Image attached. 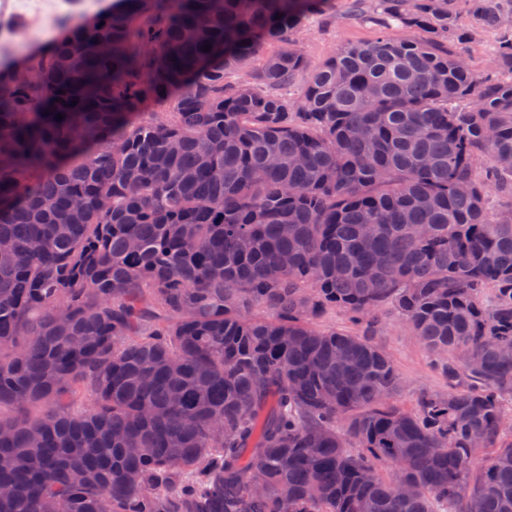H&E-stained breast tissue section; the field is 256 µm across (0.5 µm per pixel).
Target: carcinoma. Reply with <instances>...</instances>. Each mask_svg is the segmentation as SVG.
<instances>
[{
    "mask_svg": "<svg viewBox=\"0 0 512 512\" xmlns=\"http://www.w3.org/2000/svg\"><path fill=\"white\" fill-rule=\"evenodd\" d=\"M324 2L117 0L0 70V512H512V0H370L305 78ZM352 0H331L322 15L307 19L295 38L304 51L308 69L323 63L334 52L348 44L370 41L377 38L381 28L350 12ZM496 32L492 29L477 28L470 42L465 45L472 68L483 74L493 68ZM373 341L389 355L403 381L395 397L401 408L414 409L422 392L448 391L446 381L434 368L435 356L412 336L393 308L386 307L383 325L374 333ZM315 325L320 330H336L352 334H361V328L355 325L349 316L338 309H328L316 321Z\"/></svg>",
    "mask_w": 512,
    "mask_h": 512,
    "instance_id": "1",
    "label": "carcinoma"
}]
</instances>
